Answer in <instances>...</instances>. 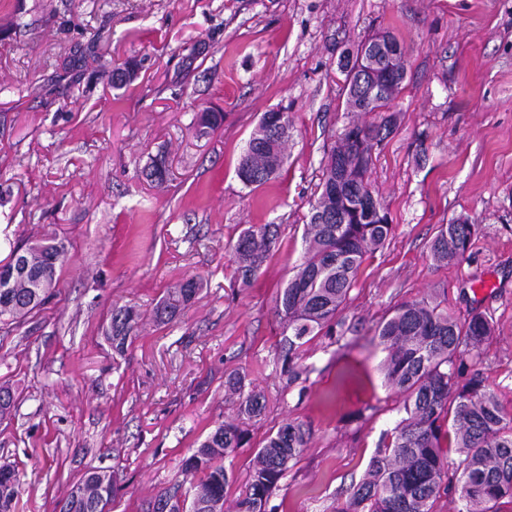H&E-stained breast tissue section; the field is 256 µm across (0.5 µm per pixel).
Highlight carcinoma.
<instances>
[{
	"label": "carcinoma",
	"instance_id": "1",
	"mask_svg": "<svg viewBox=\"0 0 512 512\" xmlns=\"http://www.w3.org/2000/svg\"><path fill=\"white\" fill-rule=\"evenodd\" d=\"M394 118L377 126L352 124L338 137L322 173L321 193L303 225L301 262L276 297L282 338L277 359L288 384L307 373L300 364L304 347L318 336L338 340L346 329L340 314L363 264L392 236L388 212L371 184L375 147L392 133ZM291 120L288 113L262 115L241 155L237 174L247 187L258 188L281 170ZM279 224H251L234 245L237 279L250 284L279 248ZM476 234L466 221L441 224L430 243L438 263L465 256ZM37 277L49 272L46 288L19 280L0 293V323L9 324L41 307L56 287L52 255L28 252ZM202 289L190 277L153 309L155 321L169 324L194 301ZM140 315L131 308L113 307L106 340L123 356L138 330ZM493 326L480 312L461 324L439 305L405 300L375 327V336L388 351L384 362L389 385L403 396L405 413L379 442L363 478L352 485L336 512H435L437 501L456 495L459 512H499L512 503V416L504 413L486 378L478 369L464 377V355L478 360ZM224 388L237 396V420L222 422L182 461V479L159 491L148 512H181L189 503L194 512H224V495L233 473L225 459L249 443L241 420L265 410V396L238 370L224 378ZM311 430L307 423L288 420L269 433L255 452L245 495L238 512H271L270 498L279 481L299 461ZM456 458L448 461L447 449ZM118 488L112 473L90 469L59 502V512H110ZM21 493L14 469L0 467V512H16Z\"/></svg>",
	"mask_w": 512,
	"mask_h": 512
}]
</instances>
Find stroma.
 Wrapping results in <instances>:
<instances>
[{
	"label": "stroma",
	"mask_w": 512,
	"mask_h": 512,
	"mask_svg": "<svg viewBox=\"0 0 512 512\" xmlns=\"http://www.w3.org/2000/svg\"><path fill=\"white\" fill-rule=\"evenodd\" d=\"M382 30L405 52L372 173L394 231L349 294L345 337L314 339L308 380L291 385L275 297L302 256L330 148L348 125L383 118L350 111L340 69L343 51ZM118 67L132 76L116 89ZM279 107L292 119L285 163L247 188L240 157ZM206 110L224 122L204 135ZM157 158L168 177L150 184ZM455 219L478 233L463 260L435 262L437 227ZM251 224L281 225L282 243L244 286L231 249ZM40 242L67 246L57 295L0 328V386L16 399L0 420V466L20 473L19 512H55L93 467L121 479L112 512H144L235 419L233 370L266 409L247 424L224 512H237L256 448L289 418L312 438L270 503L334 512L404 415L373 332L397 303L490 317L466 366L512 414V0H0V260ZM196 274L197 298L156 324L166 291ZM116 305L141 315L122 357L105 338Z\"/></svg>",
	"instance_id": "obj_1"
}]
</instances>
